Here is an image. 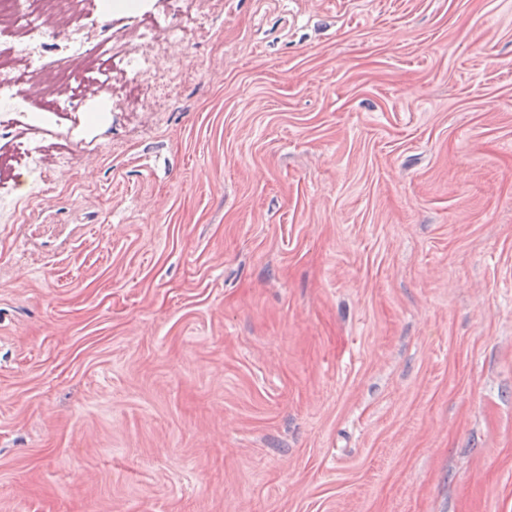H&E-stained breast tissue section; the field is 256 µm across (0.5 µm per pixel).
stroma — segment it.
Masks as SVG:
<instances>
[{
	"label": "stroma",
	"instance_id": "obj_1",
	"mask_svg": "<svg viewBox=\"0 0 512 512\" xmlns=\"http://www.w3.org/2000/svg\"><path fill=\"white\" fill-rule=\"evenodd\" d=\"M95 2L0 170V512H512V0ZM159 38L156 31L146 29L138 34L139 45L141 51L137 55H126L123 50H115L112 46V56L119 57L121 63L128 67L132 72L141 73L145 70L152 68L154 63V56L150 52L156 40Z\"/></svg>",
	"mask_w": 512,
	"mask_h": 512
}]
</instances>
